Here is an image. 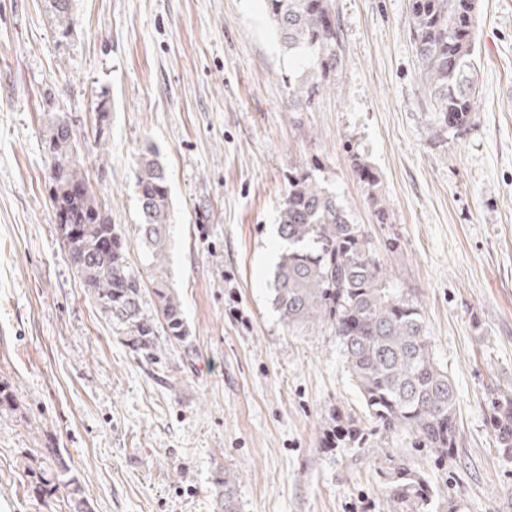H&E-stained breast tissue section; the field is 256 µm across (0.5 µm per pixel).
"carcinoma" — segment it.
<instances>
[{"instance_id": "carcinoma-1", "label": "carcinoma", "mask_w": 512, "mask_h": 512, "mask_svg": "<svg viewBox=\"0 0 512 512\" xmlns=\"http://www.w3.org/2000/svg\"><path fill=\"white\" fill-rule=\"evenodd\" d=\"M280 43L328 77L342 66L339 25L331 0H265ZM479 0H409V26L421 76L436 104L437 124L461 129L475 111V43ZM315 88L295 84L288 96L295 106L308 104ZM48 162L50 199L61 240L88 295L120 330L121 340L148 361L162 352L159 337L193 351V337L182 303L165 275L170 242V197L164 167L152 150L139 154L135 179L142 223L137 236L150 259L149 281L129 264L121 232L108 209L86 192L84 169L70 125L53 122L42 142ZM354 171L367 187V200L378 224L390 223L389 209L377 191L368 164L354 158ZM279 236L286 249L273 276V305L287 325L329 323L343 350L351 381L369 427L351 415L331 410L333 426L326 444L376 449V472L388 512H436L440 503L426 474L394 445L406 436L435 461H447L456 445L458 399L448 370L440 364L426 335L420 306L388 286L372 240L351 222L335 193L308 170L288 174V192L279 213ZM152 288H147V285ZM156 299L152 312L143 297ZM490 425L499 456L512 462V390L491 397ZM40 487L61 486L68 512H89L84 484L72 473L60 448H39ZM218 512H240L235 477L213 482Z\"/></svg>"}]
</instances>
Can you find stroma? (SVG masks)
Instances as JSON below:
<instances>
[{
  "label": "stroma",
  "mask_w": 512,
  "mask_h": 512,
  "mask_svg": "<svg viewBox=\"0 0 512 512\" xmlns=\"http://www.w3.org/2000/svg\"><path fill=\"white\" fill-rule=\"evenodd\" d=\"M331 80L282 47L264 0H0V512H67L19 460L62 448L92 512H387L375 455L327 448L330 411L360 413L329 324L272 305L288 171L313 170L369 232L389 285L418 302L459 395L445 465L417 460L456 512H512V463L488 421L512 387V0H481L478 98L445 129L420 76L409 0H332ZM316 86L288 105L290 82ZM109 111L96 135L98 105ZM67 113L92 189L134 232L142 151L165 166L168 268L194 338L147 363L85 293L56 232L41 142ZM391 213L375 223L353 157ZM213 488L218 512H240L234 475L226 471L216 476Z\"/></svg>",
  "instance_id": "1"
}]
</instances>
